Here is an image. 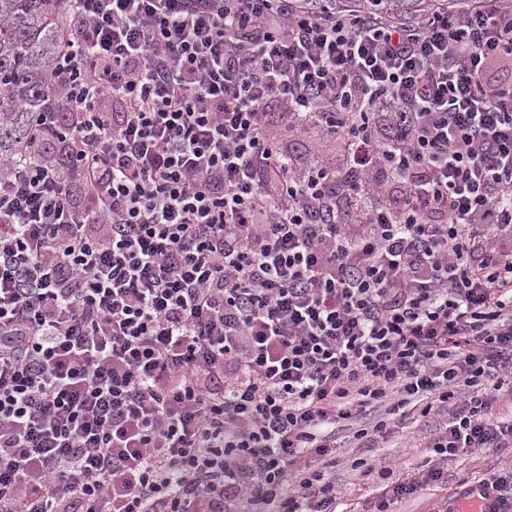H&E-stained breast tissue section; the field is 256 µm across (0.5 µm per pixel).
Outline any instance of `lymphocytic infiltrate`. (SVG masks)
Returning <instances> with one entry per match:
<instances>
[{
    "label": "lymphocytic infiltrate",
    "mask_w": 512,
    "mask_h": 512,
    "mask_svg": "<svg viewBox=\"0 0 512 512\" xmlns=\"http://www.w3.org/2000/svg\"><path fill=\"white\" fill-rule=\"evenodd\" d=\"M0 157V512H394L512 446V0H67ZM337 1H358V6L360 8L362 7L364 10L377 12L396 19L411 21L426 8V2L433 0H331L330 2H325V4L330 3L331 5L336 4L337 6ZM333 2L335 3L333 4ZM305 3H309L310 5L314 3L313 5L317 7L325 5L324 2L320 0H305ZM391 420V426L395 427L393 433L380 444L383 448H361L359 451H352L351 448H339L336 455L348 457L349 455L356 454V458H363L370 460L376 459L386 463L396 464L400 469L406 471H416L425 469L422 467L426 463L427 452L426 448L420 446L426 441V429L429 431V426H424L423 422L415 421L414 419H406L402 424L396 423L398 416ZM354 474L341 462L336 465V483L342 485L344 494L336 504L338 512H366L362 505L376 495V487L373 484L358 485ZM356 484V485H354Z\"/></svg>",
    "instance_id": "obj_1"
}]
</instances>
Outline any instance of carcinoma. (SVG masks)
Segmentation results:
<instances>
[{
    "mask_svg": "<svg viewBox=\"0 0 512 512\" xmlns=\"http://www.w3.org/2000/svg\"><path fill=\"white\" fill-rule=\"evenodd\" d=\"M367 11L412 20L428 0H358ZM61 0H0V156H24L33 120L53 88L40 74L55 55Z\"/></svg>",
    "mask_w": 512,
    "mask_h": 512,
    "instance_id": "obj_1",
    "label": "carcinoma"
}]
</instances>
